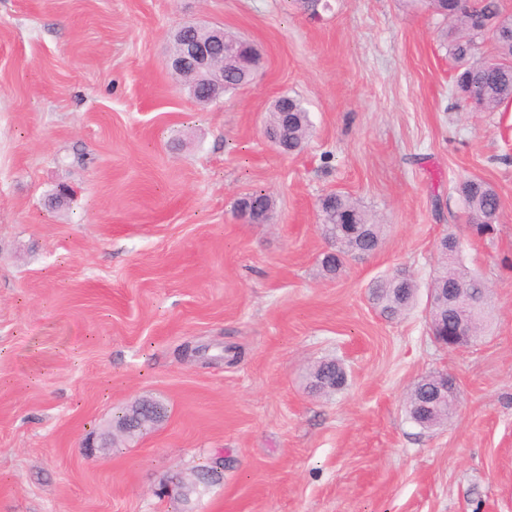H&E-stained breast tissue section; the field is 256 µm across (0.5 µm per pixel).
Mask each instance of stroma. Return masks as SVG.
<instances>
[{
  "label": "stroma",
  "instance_id": "stroma-1",
  "mask_svg": "<svg viewBox=\"0 0 512 512\" xmlns=\"http://www.w3.org/2000/svg\"><path fill=\"white\" fill-rule=\"evenodd\" d=\"M189 22L252 42L253 82L208 104L177 84ZM444 27L414 0H0V512H512V102L456 92ZM285 93L313 122L293 155L263 134ZM467 178L500 196L493 234ZM256 190L270 223L234 208ZM330 192L383 226L335 275ZM449 233L489 289L459 350L429 330ZM400 269L416 300L388 321L368 288ZM323 360L347 373L330 396L305 379ZM434 373L458 402L425 429L406 399ZM142 396L163 423L87 456ZM213 458L189 505L163 494ZM456 189L464 202L469 224H472L478 234L490 232L501 207L495 189L481 179L464 180Z\"/></svg>",
  "mask_w": 512,
  "mask_h": 512
}]
</instances>
